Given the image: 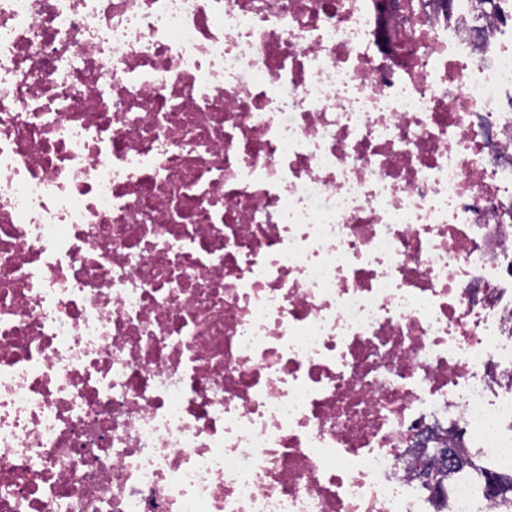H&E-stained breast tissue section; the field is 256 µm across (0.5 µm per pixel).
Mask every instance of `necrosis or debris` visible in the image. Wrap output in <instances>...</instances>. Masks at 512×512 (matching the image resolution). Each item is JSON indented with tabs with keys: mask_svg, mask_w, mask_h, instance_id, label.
I'll return each mask as SVG.
<instances>
[{
	"mask_svg": "<svg viewBox=\"0 0 512 512\" xmlns=\"http://www.w3.org/2000/svg\"><path fill=\"white\" fill-rule=\"evenodd\" d=\"M498 30L0 0V512H430L416 449L512 471Z\"/></svg>",
	"mask_w": 512,
	"mask_h": 512,
	"instance_id": "1",
	"label": "necrosis or debris"
}]
</instances>
